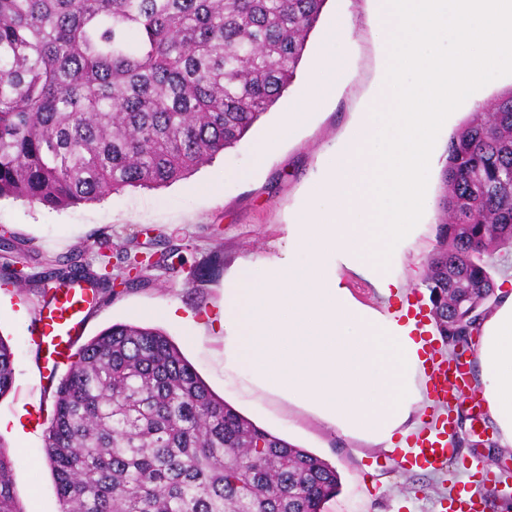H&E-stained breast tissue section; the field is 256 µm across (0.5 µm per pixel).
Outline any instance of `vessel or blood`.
<instances>
[{
  "instance_id": "obj_1",
  "label": "vessel or blood",
  "mask_w": 512,
  "mask_h": 512,
  "mask_svg": "<svg viewBox=\"0 0 512 512\" xmlns=\"http://www.w3.org/2000/svg\"><path fill=\"white\" fill-rule=\"evenodd\" d=\"M95 303V296L87 286L73 283L55 290L53 303L45 306L28 328L32 344L40 351L61 357L69 349L85 313ZM424 353L429 365L427 383L429 396L436 405L447 404L462 395L468 385L469 368L466 360L455 357L437 358L432 337L424 339ZM457 439L456 427L451 417H437L426 423L411 439L408 447L394 449L392 459L398 468L435 471L449 461V447Z\"/></svg>"
}]
</instances>
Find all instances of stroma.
<instances>
[{"mask_svg": "<svg viewBox=\"0 0 512 512\" xmlns=\"http://www.w3.org/2000/svg\"><path fill=\"white\" fill-rule=\"evenodd\" d=\"M371 8V0H328L323 21H341L350 32L336 93L311 113L307 124L279 143L247 181L226 183L217 194L210 190L226 170L249 166L261 127L282 118L285 101L263 114L258 128L233 148L172 184L128 188L64 209L2 198L0 235L11 236L24 251V270L30 275L61 257L95 269L104 263L112 273H120L125 266L123 248L130 240L142 252L178 249L180 265L151 271L144 286L102 293L74 336L75 346L115 323L161 330L215 395L257 426L336 468L341 488L325 512H446L449 497L471 482L465 466L472 460L485 463L499 477L495 490L483 496L479 512H512V457L498 452L497 431L488 416L475 421L468 410H459L456 425L462 440L454 444L448 467L406 474L394 468L385 449L343 437L285 402L245 390L224 373L220 321L225 282L241 261L259 264L287 257L286 226L306 204L310 186L322 178L325 151L343 141L381 79L385 62L380 43L365 24ZM472 110L469 100L459 101L447 127L437 134L436 164L426 177L418 230L405 247L404 264L394 271L403 284L400 295L385 298L360 274L343 271V284L359 302L394 316L411 303L427 306L422 262L436 244L440 164L450 135ZM216 253L221 256L218 272L203 280L191 278V269ZM42 306L37 288L11 292L0 285V337L15 353V383L0 397V419L17 418L23 424L21 431L0 433V439L16 460L14 489L23 512H59L54 480L41 452L55 385L27 334ZM171 306L177 307L178 318L166 317Z\"/></svg>", "mask_w": 512, "mask_h": 512, "instance_id": "stroma-1", "label": "stroma"}]
</instances>
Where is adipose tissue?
Returning <instances> with one entry per match:
<instances>
[{"label":"adipose tissue","instance_id":"1","mask_svg":"<svg viewBox=\"0 0 512 512\" xmlns=\"http://www.w3.org/2000/svg\"><path fill=\"white\" fill-rule=\"evenodd\" d=\"M367 19L387 68L366 112L324 156L314 184L320 208L288 225V256L242 263L224 285V368L254 391L276 396L341 435L403 448L418 413L424 367L413 317L387 316L357 301L341 279L353 270L384 297L401 281L415 217L433 165L432 140L448 108L474 98L512 50V0H378ZM341 29L330 28L311 80L270 131L291 135L335 93ZM475 331L482 405L512 452V279Z\"/></svg>","mask_w":512,"mask_h":512}]
</instances>
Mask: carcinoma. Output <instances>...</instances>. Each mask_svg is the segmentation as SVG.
<instances>
[{
  "label": "carcinoma",
  "mask_w": 512,
  "mask_h": 512,
  "mask_svg": "<svg viewBox=\"0 0 512 512\" xmlns=\"http://www.w3.org/2000/svg\"><path fill=\"white\" fill-rule=\"evenodd\" d=\"M326 0H0V198L62 209L155 188L234 147L293 82ZM443 216L423 262L435 328L452 345L497 301L512 253V87L448 139ZM134 262L133 287L168 265ZM44 303L109 274L54 260L21 272ZM14 353L0 337V397ZM43 455L60 512H323L330 463L215 396L160 330L116 323L75 354ZM0 441V512H23Z\"/></svg>",
  "instance_id": "1"
}]
</instances>
